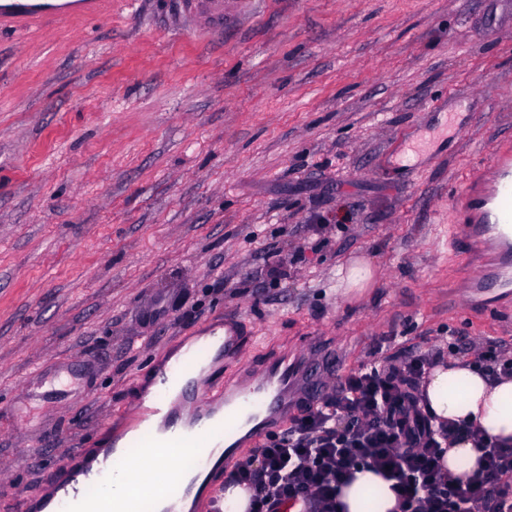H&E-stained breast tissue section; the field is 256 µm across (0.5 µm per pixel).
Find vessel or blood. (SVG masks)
Masks as SVG:
<instances>
[{"label": "vessel or blood", "instance_id": "b4317fda", "mask_svg": "<svg viewBox=\"0 0 512 512\" xmlns=\"http://www.w3.org/2000/svg\"><path fill=\"white\" fill-rule=\"evenodd\" d=\"M176 24L187 23L195 30L220 33L224 30L226 0H173ZM63 7L52 0H0V28L24 27L64 16ZM496 174L486 193L470 197L475 215L470 224L460 225L457 239L477 249L487 263L470 282L471 304H482L496 290L512 285V155L497 158ZM245 336L234 318L216 324L197 345L189 347L173 363L160 366L154 383L153 401L140 409L142 420L158 419L156 443L173 449H189L183 475L168 481L162 498L165 512H181L183 502L192 494L211 493L214 512H222L224 490L215 477L240 448L233 434L249 429L261 435L288 411L297 374L305 357L275 356L268 359L258 380H244L224 388L222 397H205L211 375L217 367L232 359L242 348ZM112 475L109 460L95 470L81 469L63 462L50 481L64 484L58 495L57 512H80L88 502L90 486L105 483Z\"/></svg>", "mask_w": 512, "mask_h": 512}]
</instances>
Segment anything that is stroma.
I'll list each match as a JSON object with an SVG mask.
<instances>
[{
    "instance_id": "obj_1",
    "label": "stroma",
    "mask_w": 512,
    "mask_h": 512,
    "mask_svg": "<svg viewBox=\"0 0 512 512\" xmlns=\"http://www.w3.org/2000/svg\"><path fill=\"white\" fill-rule=\"evenodd\" d=\"M165 7L0 29V512L228 314L247 343L216 392L309 348L337 376L381 339L512 349V299L467 311L453 236L512 143V0H228L212 34ZM355 256L361 296L336 287Z\"/></svg>"
}]
</instances>
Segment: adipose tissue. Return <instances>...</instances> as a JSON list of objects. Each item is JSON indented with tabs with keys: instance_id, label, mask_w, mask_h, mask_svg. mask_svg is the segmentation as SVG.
<instances>
[{
	"instance_id": "obj_1",
	"label": "adipose tissue",
	"mask_w": 512,
	"mask_h": 512,
	"mask_svg": "<svg viewBox=\"0 0 512 512\" xmlns=\"http://www.w3.org/2000/svg\"><path fill=\"white\" fill-rule=\"evenodd\" d=\"M422 410L432 421L477 427L484 436L504 448L512 447V378H498L475 364L448 356L430 371L425 385ZM479 453L466 435H458L442 460L444 472L466 479L477 473ZM174 460L167 449L154 448L136 453L129 472L112 477V493L128 492L139 482L147 492L160 493L165 477L174 475ZM393 480L369 468L358 470L351 482L339 489L338 512H395L397 496ZM375 494L367 503L365 490Z\"/></svg>"
}]
</instances>
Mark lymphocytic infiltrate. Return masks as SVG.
I'll return each instance as SVG.
<instances>
[{"label": "lymphocytic infiltrate", "instance_id": "f902f5d3", "mask_svg": "<svg viewBox=\"0 0 512 512\" xmlns=\"http://www.w3.org/2000/svg\"><path fill=\"white\" fill-rule=\"evenodd\" d=\"M440 351L403 357L369 352L354 371L325 385L287 432L251 450L229 479L252 492L253 512H336V490L368 466L399 484L400 512H512V448L466 430L483 467L467 481L444 475L439 459L457 431L422 412L421 383Z\"/></svg>", "mask_w": 512, "mask_h": 512}]
</instances>
